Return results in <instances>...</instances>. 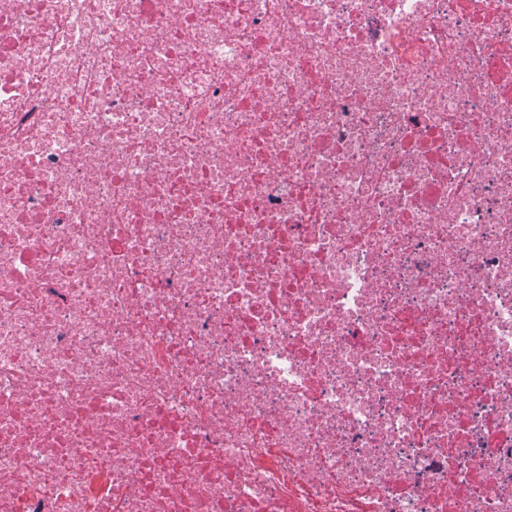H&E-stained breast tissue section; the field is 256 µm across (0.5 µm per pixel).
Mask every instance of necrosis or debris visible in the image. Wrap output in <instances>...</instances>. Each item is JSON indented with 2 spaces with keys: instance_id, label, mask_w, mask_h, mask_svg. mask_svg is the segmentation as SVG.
I'll return each instance as SVG.
<instances>
[{
  "instance_id": "obj_1",
  "label": "necrosis or debris",
  "mask_w": 512,
  "mask_h": 512,
  "mask_svg": "<svg viewBox=\"0 0 512 512\" xmlns=\"http://www.w3.org/2000/svg\"><path fill=\"white\" fill-rule=\"evenodd\" d=\"M0 512H512V0H0Z\"/></svg>"
}]
</instances>
